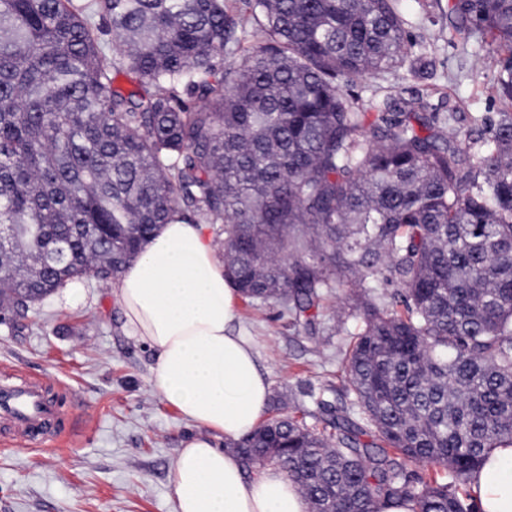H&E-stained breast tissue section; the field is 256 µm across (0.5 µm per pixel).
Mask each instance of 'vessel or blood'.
Instances as JSON below:
<instances>
[{"label":"vessel or blood","instance_id":"vessel-or-blood-1","mask_svg":"<svg viewBox=\"0 0 512 512\" xmlns=\"http://www.w3.org/2000/svg\"><path fill=\"white\" fill-rule=\"evenodd\" d=\"M47 389L42 381L0 384V420L11 425L22 442H55L69 432L64 412Z\"/></svg>","mask_w":512,"mask_h":512}]
</instances>
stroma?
<instances>
[{"mask_svg":"<svg viewBox=\"0 0 512 512\" xmlns=\"http://www.w3.org/2000/svg\"><path fill=\"white\" fill-rule=\"evenodd\" d=\"M416 76L389 74L357 84L374 91L451 96L468 112L495 115L502 104L486 75L448 42V0H406ZM0 323V376L39 378L75 396L74 443L13 445L0 433V512H173L172 466L195 426L152 390L155 352L129 336L112 287L93 277ZM310 333L278 304L237 303L235 325L252 339L268 371L267 416L315 413L344 400L338 364L362 324L359 302L342 286L327 298Z\"/></svg>","mask_w":512,"mask_h":512,"instance_id":"1","label":"stroma"}]
</instances>
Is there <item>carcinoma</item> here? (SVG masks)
Segmentation results:
<instances>
[{
    "label": "carcinoma",
    "mask_w": 512,
    "mask_h": 512,
    "mask_svg": "<svg viewBox=\"0 0 512 512\" xmlns=\"http://www.w3.org/2000/svg\"><path fill=\"white\" fill-rule=\"evenodd\" d=\"M246 9L0 0V314L111 282L177 220L223 225L231 285L307 327L344 282L393 284L401 300L372 293L342 359L349 401L320 430L280 415L234 449L311 512H472L470 474L512 447V0H448L494 119L412 94L365 122L340 82L405 67L401 0Z\"/></svg>",
    "instance_id": "carcinoma-1"
}]
</instances>
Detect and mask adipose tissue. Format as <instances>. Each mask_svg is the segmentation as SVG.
<instances>
[{
    "label": "adipose tissue",
    "mask_w": 512,
    "mask_h": 512,
    "mask_svg": "<svg viewBox=\"0 0 512 512\" xmlns=\"http://www.w3.org/2000/svg\"><path fill=\"white\" fill-rule=\"evenodd\" d=\"M114 292L128 335L157 351L149 381L200 433L172 469L174 512H308L297 485L275 467L247 475L233 449L266 412L270 382L248 336L235 329L238 295L203 224L162 225ZM474 512H512V447L495 448L473 471Z\"/></svg>",
    "instance_id": "obj_1"
}]
</instances>
